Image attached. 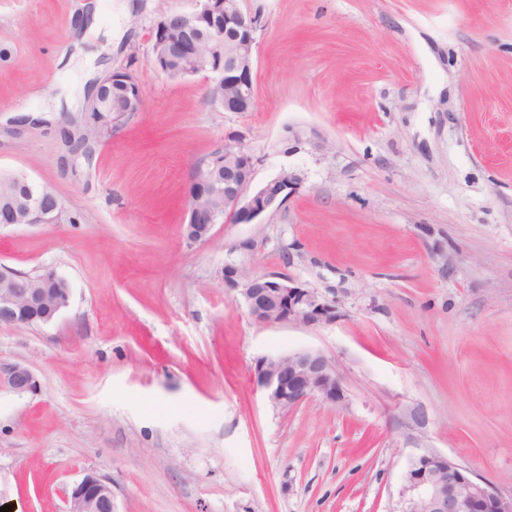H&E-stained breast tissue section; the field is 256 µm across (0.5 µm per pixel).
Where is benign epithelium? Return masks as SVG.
<instances>
[{
  "mask_svg": "<svg viewBox=\"0 0 512 512\" xmlns=\"http://www.w3.org/2000/svg\"><path fill=\"white\" fill-rule=\"evenodd\" d=\"M224 17V66L206 70V83L224 82L221 108L226 112H249L256 103L253 79L257 20L244 12L241 0H195L192 11L173 10L161 14L151 28L152 63L167 74L162 60L167 55L188 54L196 49L185 38L171 36L201 29L218 17ZM123 88L118 108L138 112L142 93L138 82L129 86L125 79L111 74L102 85ZM224 152V187L216 184V172L201 170L189 184L186 207L189 223L182 225L187 240L206 238L220 218L237 224H251L261 215L282 207L300 185V178L286 170L257 189H251L256 159L233 137L220 148ZM224 199V211L197 205L199 192ZM43 280L56 288H32L28 277L12 270H0V324L30 325L43 307L47 313L39 324L57 319L70 304V289L54 270L44 271ZM224 288L238 293L250 317L261 324L295 323L316 325L335 316V307L313 290L282 275H259L237 260L224 263ZM257 387L276 409L288 412L309 399L341 405L346 396L336 366L319 350L303 349L276 356H262L254 366ZM38 390V380L25 364L0 358V394L22 397ZM67 512H117L112 479L99 471L84 470L67 493ZM398 512H512V495L505 496L480 480L468 467L448 456L426 452L413 457L403 475L397 502Z\"/></svg>",
  "mask_w": 512,
  "mask_h": 512,
  "instance_id": "obj_1",
  "label": "benign epithelium"
}]
</instances>
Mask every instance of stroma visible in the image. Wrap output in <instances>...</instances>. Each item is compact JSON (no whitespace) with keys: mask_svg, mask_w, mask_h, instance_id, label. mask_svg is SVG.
I'll return each instance as SVG.
<instances>
[{"mask_svg":"<svg viewBox=\"0 0 512 512\" xmlns=\"http://www.w3.org/2000/svg\"><path fill=\"white\" fill-rule=\"evenodd\" d=\"M78 2L0 0V170L81 215L0 229V266L71 288L54 322L0 324V358L39 382L0 397L13 512H65L88 468L117 512H395L427 451L511 495L512 0H242L258 19L249 112L153 69L154 19L191 0H99L67 68ZM115 71L143 107L87 175L60 170L58 126L10 134V113H79L87 77ZM231 136L255 185L284 170L301 185L189 242L188 183ZM247 238L253 272L302 282L335 319L254 322L221 283ZM302 349L335 364L345 405L272 408L255 360Z\"/></svg>","mask_w":512,"mask_h":512,"instance_id":"1","label":"stroma"}]
</instances>
